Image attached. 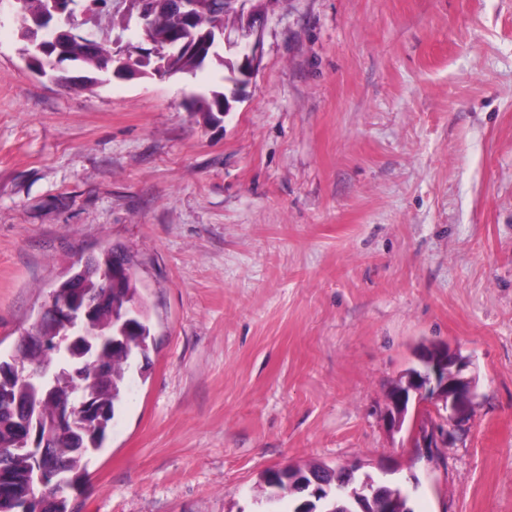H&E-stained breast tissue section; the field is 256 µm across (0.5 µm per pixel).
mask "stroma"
<instances>
[{"instance_id":"1","label":"stroma","mask_w":512,"mask_h":512,"mask_svg":"<svg viewBox=\"0 0 512 512\" xmlns=\"http://www.w3.org/2000/svg\"><path fill=\"white\" fill-rule=\"evenodd\" d=\"M0 9V356L78 255L131 258L154 343L76 512H267L260 474L341 466L414 512H512V0H273L246 95L32 72ZM421 341L470 362L448 443L388 392Z\"/></svg>"}]
</instances>
